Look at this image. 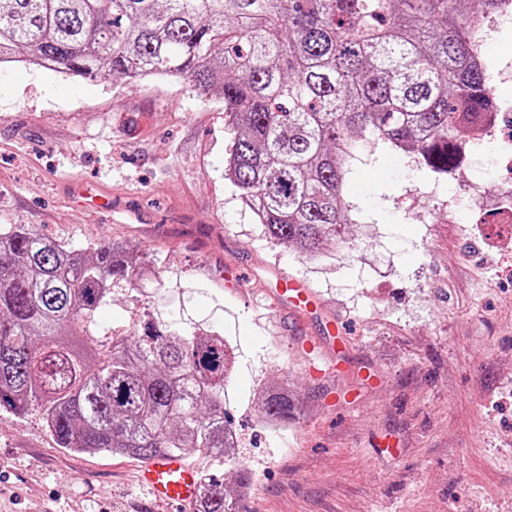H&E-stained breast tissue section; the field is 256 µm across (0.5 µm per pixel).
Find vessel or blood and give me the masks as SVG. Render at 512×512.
<instances>
[{"instance_id":"obj_1","label":"vessel or blood","mask_w":512,"mask_h":512,"mask_svg":"<svg viewBox=\"0 0 512 512\" xmlns=\"http://www.w3.org/2000/svg\"><path fill=\"white\" fill-rule=\"evenodd\" d=\"M137 483L155 502L175 506L178 512H186L199 495L197 468L174 454L150 460L140 469Z\"/></svg>"}]
</instances>
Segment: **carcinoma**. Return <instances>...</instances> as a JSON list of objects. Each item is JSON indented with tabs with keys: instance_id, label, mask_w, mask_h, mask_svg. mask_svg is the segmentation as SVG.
<instances>
[{
	"instance_id": "obj_1",
	"label": "carcinoma",
	"mask_w": 512,
	"mask_h": 512,
	"mask_svg": "<svg viewBox=\"0 0 512 512\" xmlns=\"http://www.w3.org/2000/svg\"><path fill=\"white\" fill-rule=\"evenodd\" d=\"M464 2L0 0V64L220 90L232 131L224 179L269 239L310 259L361 223L346 193L360 144L433 173L455 165L456 132L488 106L480 19L512 5ZM155 282L118 244L74 250L27 224L0 227V409L40 411L67 450L222 459L232 485L205 472L192 512H240L253 475L225 449L232 344L161 322L95 334L112 288ZM299 404L288 382L269 385L258 420L286 423Z\"/></svg>"
}]
</instances>
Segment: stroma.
I'll return each instance as SVG.
<instances>
[{"label": "stroma", "mask_w": 512, "mask_h": 512, "mask_svg": "<svg viewBox=\"0 0 512 512\" xmlns=\"http://www.w3.org/2000/svg\"><path fill=\"white\" fill-rule=\"evenodd\" d=\"M0 226L83 248L122 243L162 290L114 288L98 335L152 311L237 353L224 403L255 476L242 512H512V237L448 220L464 176L383 147L353 163L347 225L314 259L267 239L224 178L231 131L218 92L184 80L86 79L1 66ZM308 288L298 311L284 279ZM304 401L261 426L259 390ZM142 461L59 448L38 412H0V512H139Z\"/></svg>", "instance_id": "1"}]
</instances>
